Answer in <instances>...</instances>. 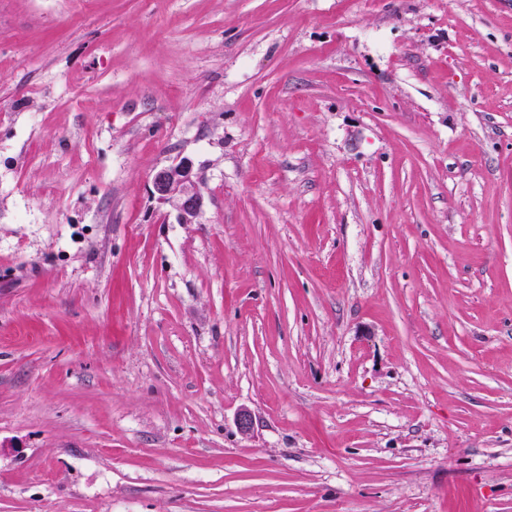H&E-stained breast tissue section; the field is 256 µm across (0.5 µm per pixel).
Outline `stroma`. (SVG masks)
I'll list each match as a JSON object with an SVG mask.
<instances>
[{
    "mask_svg": "<svg viewBox=\"0 0 512 512\" xmlns=\"http://www.w3.org/2000/svg\"><path fill=\"white\" fill-rule=\"evenodd\" d=\"M0 512H512V0H0ZM154 193L163 202H172L183 222L192 223L203 207V197L195 188L190 164L181 161L158 170L153 176Z\"/></svg>",
    "mask_w": 512,
    "mask_h": 512,
    "instance_id": "stroma-1",
    "label": "stroma"
}]
</instances>
